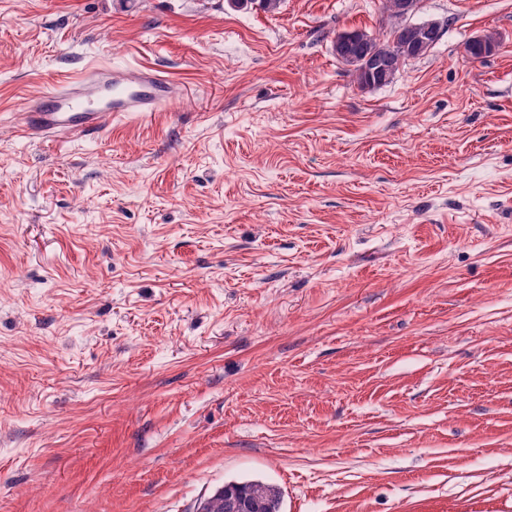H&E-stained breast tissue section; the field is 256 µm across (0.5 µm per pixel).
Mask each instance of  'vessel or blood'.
<instances>
[{
	"label": "vessel or blood",
	"instance_id": "b4317fda",
	"mask_svg": "<svg viewBox=\"0 0 512 512\" xmlns=\"http://www.w3.org/2000/svg\"><path fill=\"white\" fill-rule=\"evenodd\" d=\"M180 93L176 82L150 67H92L28 102L23 128L39 139L86 137L110 120L159 111Z\"/></svg>",
	"mask_w": 512,
	"mask_h": 512
}]
</instances>
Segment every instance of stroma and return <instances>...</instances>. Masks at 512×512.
<instances>
[{
    "instance_id": "obj_1",
    "label": "stroma",
    "mask_w": 512,
    "mask_h": 512,
    "mask_svg": "<svg viewBox=\"0 0 512 512\" xmlns=\"http://www.w3.org/2000/svg\"><path fill=\"white\" fill-rule=\"evenodd\" d=\"M418 17L363 91L380 0H0V512H512V0ZM92 64L182 92L28 136ZM416 27L419 29L420 34L415 42L411 44L406 43L401 45L400 47H394L391 54H385L383 56L373 58L368 61V63L365 65L363 69L366 79L359 72L358 61L343 59L339 58L338 56H336V59L340 61L342 64L351 67L350 71L352 72L353 81L361 90L375 89L379 88V86H385L395 79L396 73L398 72L400 66H404L407 62L411 60L418 59V57H396L394 59V72L392 78L389 82L385 84L374 87H368V81L366 80H370L371 83H379L386 81L390 73L392 58L396 53L405 52L415 53L417 55L423 54L431 49L432 45L434 44V41L441 33L440 24L433 21L422 22L420 24H417ZM223 492L216 489L206 497L198 509L205 512H256L259 508L257 500L250 499H225V511L223 500L226 492H235L242 496H252L263 503V512H281L282 494L279 488L261 480H248L243 482H230L224 484Z\"/></svg>"
}]
</instances>
